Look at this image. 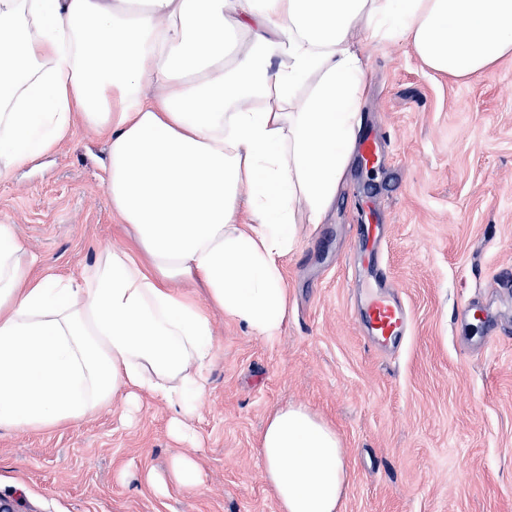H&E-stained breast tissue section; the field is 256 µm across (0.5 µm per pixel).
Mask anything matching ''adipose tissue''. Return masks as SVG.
<instances>
[{
  "label": "adipose tissue",
  "instance_id": "obj_1",
  "mask_svg": "<svg viewBox=\"0 0 512 512\" xmlns=\"http://www.w3.org/2000/svg\"><path fill=\"white\" fill-rule=\"evenodd\" d=\"M359 26L439 74L512 56V0H0V180L75 122L105 132V190L137 242L80 279L36 277L0 224V430L73 424L122 392L188 434L213 337L179 280L277 339L297 221L322 223L356 148ZM259 453L279 512H342L351 466L330 423L281 407Z\"/></svg>",
  "mask_w": 512,
  "mask_h": 512
}]
</instances>
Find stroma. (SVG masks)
<instances>
[{
    "mask_svg": "<svg viewBox=\"0 0 512 512\" xmlns=\"http://www.w3.org/2000/svg\"><path fill=\"white\" fill-rule=\"evenodd\" d=\"M361 135L323 223L296 227L282 260L290 302L276 341L212 310L209 389L196 434L163 403L124 394L49 431L0 430V495L27 512H279L262 478L267 415L296 404L331 422L352 465L343 512H512V57L476 79L428 69L403 40L361 45ZM106 133L76 125L0 181L35 275L80 277L107 249H135L110 205ZM375 253L408 306L411 335L373 347L357 286ZM198 485L148 484L174 455Z\"/></svg>",
    "mask_w": 512,
    "mask_h": 512,
    "instance_id": "1",
    "label": "stroma"
}]
</instances>
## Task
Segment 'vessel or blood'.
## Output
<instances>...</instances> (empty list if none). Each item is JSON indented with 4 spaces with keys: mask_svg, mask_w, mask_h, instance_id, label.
<instances>
[{
    "mask_svg": "<svg viewBox=\"0 0 512 512\" xmlns=\"http://www.w3.org/2000/svg\"><path fill=\"white\" fill-rule=\"evenodd\" d=\"M367 333L373 345L401 344L411 328V317L405 305L398 300L385 280H375L364 299Z\"/></svg>",
    "mask_w": 512,
    "mask_h": 512,
    "instance_id": "1",
    "label": "vessel or blood"
}]
</instances>
